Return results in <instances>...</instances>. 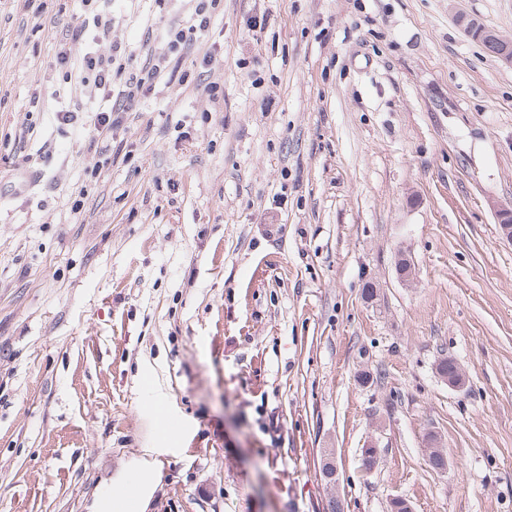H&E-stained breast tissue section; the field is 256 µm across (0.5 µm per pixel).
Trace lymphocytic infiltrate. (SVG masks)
Here are the masks:
<instances>
[{
	"label": "lymphocytic infiltrate",
	"mask_w": 512,
	"mask_h": 512,
	"mask_svg": "<svg viewBox=\"0 0 512 512\" xmlns=\"http://www.w3.org/2000/svg\"><path fill=\"white\" fill-rule=\"evenodd\" d=\"M93 11L97 30L96 47L81 62H73L71 48L79 43L85 29L76 26L62 33L57 42L55 67L63 80L80 78L92 89L104 92L111 100L108 109L91 119L93 138L109 145L114 129L122 126L124 116L164 77L174 75V65L189 54L202 49L216 16L224 11V0H193V11L187 24L170 25L163 33L158 49L147 51L142 63H135L132 52L112 36V20L97 11L98 0H82Z\"/></svg>",
	"instance_id": "lymphocytic-infiltrate-1"
}]
</instances>
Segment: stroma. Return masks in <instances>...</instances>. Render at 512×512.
Instances as JSON below:
<instances>
[{
  "mask_svg": "<svg viewBox=\"0 0 512 512\" xmlns=\"http://www.w3.org/2000/svg\"><path fill=\"white\" fill-rule=\"evenodd\" d=\"M105 10L137 49L190 4ZM459 12L512 35V0H224L94 174L55 119L107 106L53 66L85 7L0 0V512H95L145 448L147 512H512V67Z\"/></svg>",
  "mask_w": 512,
  "mask_h": 512,
  "instance_id": "35a3bbf8",
  "label": "stroma"
}]
</instances>
